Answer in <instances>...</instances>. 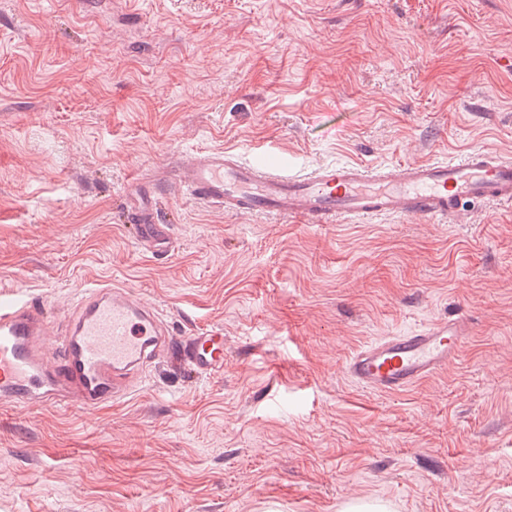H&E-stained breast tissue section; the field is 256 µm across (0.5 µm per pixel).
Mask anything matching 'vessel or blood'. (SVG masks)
Wrapping results in <instances>:
<instances>
[{
  "mask_svg": "<svg viewBox=\"0 0 512 512\" xmlns=\"http://www.w3.org/2000/svg\"><path fill=\"white\" fill-rule=\"evenodd\" d=\"M176 177L192 197L224 211L305 224L390 216L441 221L475 204H512V160L489 148L458 161H414L381 169L346 163L305 175L213 150L195 154ZM125 212L140 246L155 258L168 257L172 227L158 222L148 186L132 187ZM469 334L467 317L438 320L365 345L347 358L343 371L373 393L400 394L446 370ZM160 358L202 378L220 375L224 332L175 333L156 308L108 283L86 289L71 313L55 319L38 297L0 290V401L98 408L130 394L141 372Z\"/></svg>",
  "mask_w": 512,
  "mask_h": 512,
  "instance_id": "vessel-or-blood-1",
  "label": "vessel or blood"
}]
</instances>
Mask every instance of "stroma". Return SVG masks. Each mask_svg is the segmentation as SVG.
<instances>
[{"mask_svg":"<svg viewBox=\"0 0 512 512\" xmlns=\"http://www.w3.org/2000/svg\"><path fill=\"white\" fill-rule=\"evenodd\" d=\"M512 159V0H0V287L63 315L109 281L215 378L148 368L111 406L0 404V512H512V206L447 222L227 214L170 171L224 148L297 170ZM156 186L174 247L124 221ZM458 314L447 370L397 396L343 365Z\"/></svg>","mask_w":512,"mask_h":512,"instance_id":"stroma-1","label":"stroma"}]
</instances>
